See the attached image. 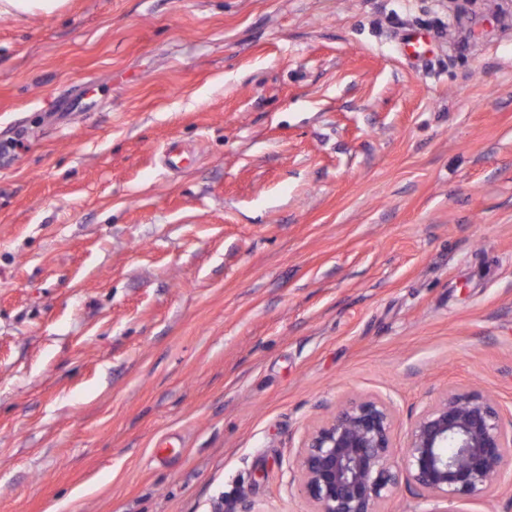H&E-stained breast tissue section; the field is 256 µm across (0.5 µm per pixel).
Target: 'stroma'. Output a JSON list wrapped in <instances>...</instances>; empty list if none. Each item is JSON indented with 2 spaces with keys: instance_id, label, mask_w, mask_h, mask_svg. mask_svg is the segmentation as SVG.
<instances>
[{
  "instance_id": "1",
  "label": "stroma",
  "mask_w": 512,
  "mask_h": 512,
  "mask_svg": "<svg viewBox=\"0 0 512 512\" xmlns=\"http://www.w3.org/2000/svg\"><path fill=\"white\" fill-rule=\"evenodd\" d=\"M1 144L0 512H309L350 399L512 423V0L0 17Z\"/></svg>"
}]
</instances>
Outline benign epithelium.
Masks as SVG:
<instances>
[{
  "mask_svg": "<svg viewBox=\"0 0 512 512\" xmlns=\"http://www.w3.org/2000/svg\"><path fill=\"white\" fill-rule=\"evenodd\" d=\"M395 413L381 398L346 402L316 425L297 454L311 512H382L403 482L426 502L466 503L492 495L512 470V424L497 401L450 389L409 423L401 462L393 459Z\"/></svg>",
  "mask_w": 512,
  "mask_h": 512,
  "instance_id": "benign-epithelium-1",
  "label": "benign epithelium"
}]
</instances>
